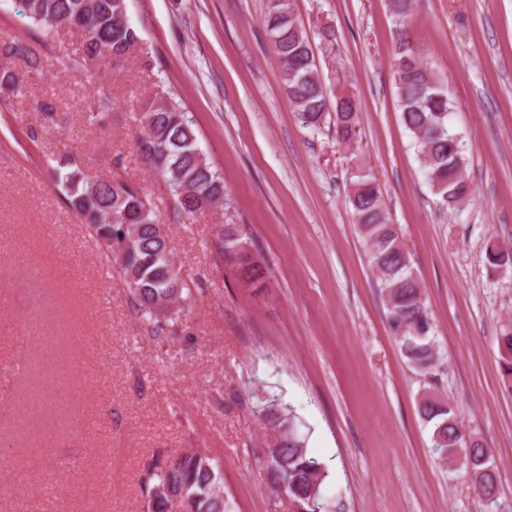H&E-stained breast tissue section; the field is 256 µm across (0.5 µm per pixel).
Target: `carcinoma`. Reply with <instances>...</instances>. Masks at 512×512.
<instances>
[{
    "label": "carcinoma",
    "instance_id": "1",
    "mask_svg": "<svg viewBox=\"0 0 512 512\" xmlns=\"http://www.w3.org/2000/svg\"><path fill=\"white\" fill-rule=\"evenodd\" d=\"M23 14L43 36L74 26L82 35L81 56L72 69L87 71L100 62L120 65L140 47L139 30L127 17L126 0H20ZM263 22L272 52L281 66L285 96L296 120L305 128H320L334 114L336 138L349 142L357 136L361 103L347 93L327 98L314 64L309 36L291 4L269 3ZM22 63L41 80L47 79L41 57L25 39L0 44V102L26 96L24 81L13 64ZM393 79L403 123L417 147L435 194L455 208L470 199L465 175L466 158L461 140L448 124L454 105L447 86L405 39L395 49ZM44 124L57 122L58 109L50 98L31 101ZM142 127L135 145L137 157L165 179L174 197L177 218L193 216L224 203V180L207 161L198 145L193 121L187 113L164 101H152L139 118ZM54 186L65 205L92 231L97 243L107 247V261L115 263L126 279L137 314L160 336L165 324L176 320L191 289L180 275L157 206L140 186L109 179L89 184L76 153L59 154L51 166ZM365 241L366 260L378 275V287L387 309V326L407 363L428 375L438 352L422 288L412 270L396 225L390 222L379 183L372 172L357 175L347 196ZM211 247L233 264L235 276L245 288L262 292L267 270L244 248H252L242 224H226ZM486 260L491 265L512 261V244L489 240ZM502 392L512 398V324H504L497 336ZM426 423L433 425V448L438 458L453 468L463 465L475 492L494 499L497 484L488 449L464 433L454 406L445 398L425 396L420 404ZM260 414L271 431L264 453L267 484L284 496L296 512H342L343 504L325 496L328 471L311 456L293 410L275 398H262ZM141 483L148 494V512H171L173 499L189 503L191 512H234L224 495V483L212 458L190 450L179 454L158 453L147 464ZM159 485L168 488L163 497L151 496Z\"/></svg>",
    "mask_w": 512,
    "mask_h": 512
}]
</instances>
